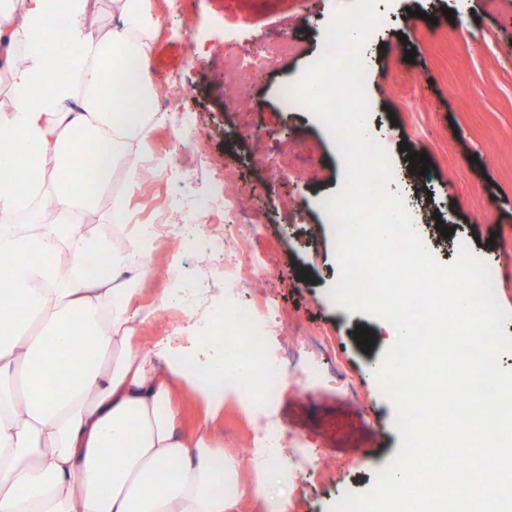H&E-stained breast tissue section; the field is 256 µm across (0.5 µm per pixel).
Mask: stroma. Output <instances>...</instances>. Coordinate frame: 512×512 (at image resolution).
Wrapping results in <instances>:
<instances>
[{
	"label": "stroma",
	"instance_id": "obj_1",
	"mask_svg": "<svg viewBox=\"0 0 512 512\" xmlns=\"http://www.w3.org/2000/svg\"><path fill=\"white\" fill-rule=\"evenodd\" d=\"M349 2L146 0L156 40L145 77L162 120L153 126L140 166L153 176L132 184L125 166H117L89 226L133 246L140 225H159L151 254L159 273L140 283L132 307L154 305L176 285L186 292L164 317L138 325L135 350L164 343L189 361L205 362L206 353L191 340L193 310L203 301L222 304L224 265L243 255L268 276L240 286L239 299L265 306L274 343L308 353L318 369L315 377L289 375L285 393L261 410L254 405L262 394L258 384L225 393L213 419L193 393L182 396L183 430L212 428L239 460V479L229 488L236 512H329L344 493L370 488L376 470L400 447L393 406L373 374L390 345L386 324L336 306L328 296L340 269L321 201L340 190L342 159L332 135L311 114L286 107L280 95L315 61L327 26ZM376 16L379 25L362 55L372 136L390 160L389 189L414 212L416 231L438 262L452 263L465 246L485 266L498 268L497 302L509 315L505 330L512 335V0H378ZM272 31L298 34L299 43L244 87L254 106L247 116L224 97V57L262 50L263 34ZM410 47L416 54L409 62ZM288 146L296 153V169L280 175L274 194L266 195L258 154L277 156ZM411 151L426 153L427 174L411 172ZM218 166L247 190L264 229L256 234L237 225V247L224 254L180 250L182 239L224 231L220 210L184 220L194 198L214 189ZM118 194L127 201L121 222L111 213ZM283 200L298 216L280 208ZM439 220L451 236L436 229ZM361 328L375 335L366 353L354 339ZM318 336L331 338L329 351L311 350L309 340ZM337 361L358 384L359 398L322 381ZM270 422L280 430L276 471L263 476L254 461L267 451L261 432ZM298 445L315 464L294 486L278 474L294 466ZM259 482L266 488L260 502L243 492Z\"/></svg>",
	"mask_w": 512,
	"mask_h": 512
}]
</instances>
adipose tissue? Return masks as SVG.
<instances>
[{"label": "adipose tissue", "instance_id": "1", "mask_svg": "<svg viewBox=\"0 0 512 512\" xmlns=\"http://www.w3.org/2000/svg\"><path fill=\"white\" fill-rule=\"evenodd\" d=\"M64 2L58 40L48 0H0V71L10 76L0 136L20 142L0 178V218L34 213L46 199L56 211L51 224L0 229V306L28 312L0 324V512H233L224 479L236 474V457L212 431L185 433L178 409L185 387L210 410L223 406L222 337H197L214 352L201 366L131 352L146 315L131 309L125 276L146 277L150 252L114 248L71 221L148 141L143 71L153 37L143 0H115L120 23L108 39L87 23L96 0ZM54 56L69 80L45 93ZM118 67L121 110L103 94ZM87 143L96 148L90 169L78 161ZM50 162L61 173L51 185Z\"/></svg>", "mask_w": 512, "mask_h": 512}]
</instances>
